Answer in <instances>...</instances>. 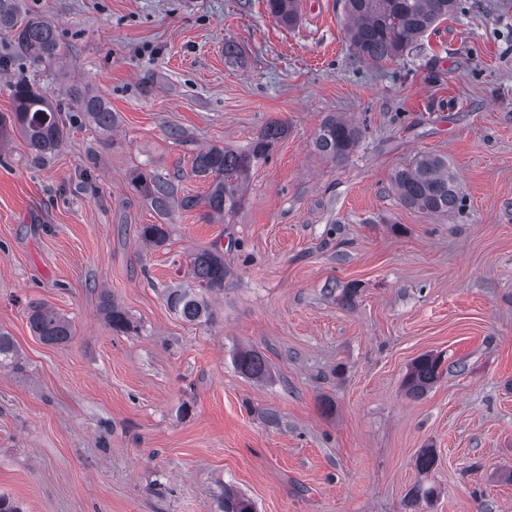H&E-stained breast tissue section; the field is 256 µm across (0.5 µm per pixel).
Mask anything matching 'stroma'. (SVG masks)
Masks as SVG:
<instances>
[{
	"mask_svg": "<svg viewBox=\"0 0 512 512\" xmlns=\"http://www.w3.org/2000/svg\"><path fill=\"white\" fill-rule=\"evenodd\" d=\"M17 6L66 56L47 76L0 42V114L24 77L59 99L99 89L117 123L106 137L73 115L40 159L19 134L0 145V328L20 354L0 367V495L21 512H220L228 487L256 512H512V0H461L381 65L355 56L343 0H300L291 28L266 0ZM332 112L362 129L340 163L312 149ZM274 120L286 136L224 218H159L131 182L143 168L204 195L195 154ZM426 153L461 195L437 220L391 182ZM162 220L166 243L142 244ZM214 244L215 318L186 322L165 291ZM107 294L134 331L112 333ZM33 302L71 321L69 344L34 336ZM241 350L264 378L238 371ZM424 353L446 370L413 398ZM420 483L431 504L412 500ZM235 365L242 374L253 378H263L268 372L263 356L251 350L238 353L235 357Z\"/></svg>",
	"mask_w": 512,
	"mask_h": 512,
	"instance_id": "35a3bbf8",
	"label": "stroma"
}]
</instances>
